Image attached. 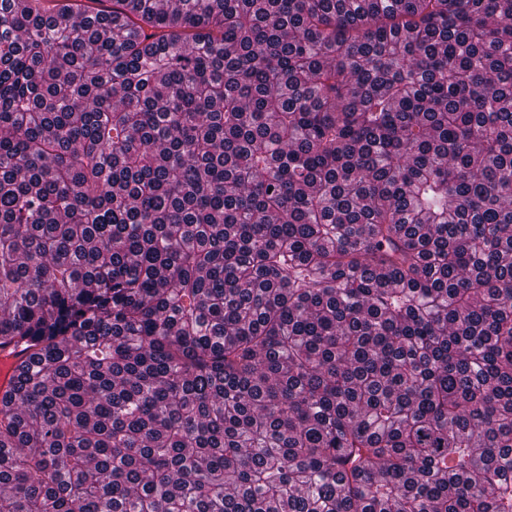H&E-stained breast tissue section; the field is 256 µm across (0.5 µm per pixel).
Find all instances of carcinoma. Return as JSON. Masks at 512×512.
Wrapping results in <instances>:
<instances>
[{"label": "carcinoma", "instance_id": "carcinoma-1", "mask_svg": "<svg viewBox=\"0 0 512 512\" xmlns=\"http://www.w3.org/2000/svg\"><path fill=\"white\" fill-rule=\"evenodd\" d=\"M0 0V512H512V0Z\"/></svg>", "mask_w": 512, "mask_h": 512}]
</instances>
